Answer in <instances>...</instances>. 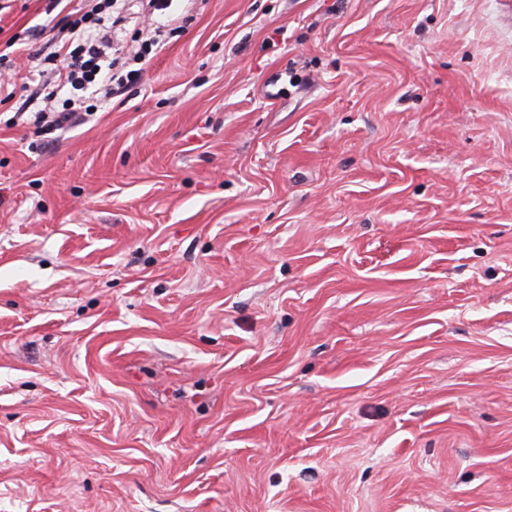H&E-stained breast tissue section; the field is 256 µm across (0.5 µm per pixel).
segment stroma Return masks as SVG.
I'll list each match as a JSON object with an SVG mask.
<instances>
[{
	"mask_svg": "<svg viewBox=\"0 0 512 512\" xmlns=\"http://www.w3.org/2000/svg\"><path fill=\"white\" fill-rule=\"evenodd\" d=\"M186 14L45 148L0 104V512H512V23Z\"/></svg>",
	"mask_w": 512,
	"mask_h": 512,
	"instance_id": "obj_1",
	"label": "stroma"
}]
</instances>
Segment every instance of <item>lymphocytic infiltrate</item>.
Returning a JSON list of instances; mask_svg holds the SVG:
<instances>
[{
  "instance_id": "f902f5d3",
  "label": "lymphocytic infiltrate",
  "mask_w": 512,
  "mask_h": 512,
  "mask_svg": "<svg viewBox=\"0 0 512 512\" xmlns=\"http://www.w3.org/2000/svg\"><path fill=\"white\" fill-rule=\"evenodd\" d=\"M164 4L165 0H95L90 8L66 10L61 18L66 37L41 61L40 74L51 88L43 94V108L33 115L36 134H50L82 111L87 94L111 98L140 81L141 63L185 30L183 17L159 27L151 25V16ZM134 18L140 19V27L134 28L129 40L118 39V32ZM65 86L70 87L71 97L64 100L61 111L48 113L55 88Z\"/></svg>"
}]
</instances>
